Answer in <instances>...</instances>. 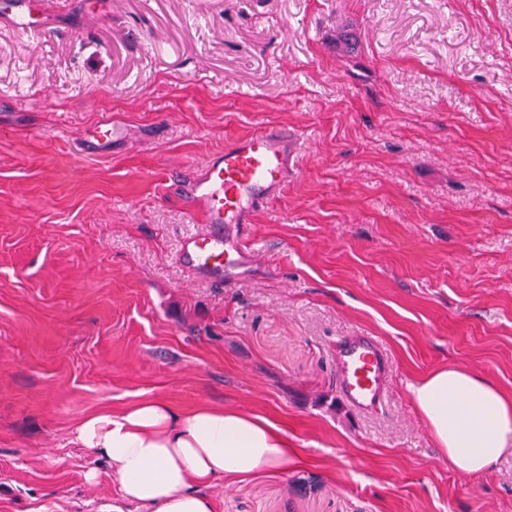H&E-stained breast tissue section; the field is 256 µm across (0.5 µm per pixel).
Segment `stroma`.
I'll return each instance as SVG.
<instances>
[{
	"label": "stroma",
	"instance_id": "obj_1",
	"mask_svg": "<svg viewBox=\"0 0 512 512\" xmlns=\"http://www.w3.org/2000/svg\"><path fill=\"white\" fill-rule=\"evenodd\" d=\"M0 24V512H112L86 416L149 397L266 418L301 457L219 481L215 512H512V456L463 474L409 386L473 368L512 395V0H46ZM125 132L73 148L100 113ZM266 125L295 174L235 284L175 256L165 184ZM379 336L387 406L336 392ZM97 482H88V470ZM42 0H1L0 23L41 38L50 28V14L43 9ZM391 377V358L378 336L356 332L336 341V390L352 410H383Z\"/></svg>",
	"mask_w": 512,
	"mask_h": 512
}]
</instances>
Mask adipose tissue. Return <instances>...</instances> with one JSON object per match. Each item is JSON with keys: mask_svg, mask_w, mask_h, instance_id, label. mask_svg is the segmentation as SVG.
<instances>
[{"mask_svg": "<svg viewBox=\"0 0 512 512\" xmlns=\"http://www.w3.org/2000/svg\"><path fill=\"white\" fill-rule=\"evenodd\" d=\"M442 454L458 471L480 474L512 453V398L482 373L442 368L410 387ZM72 441L106 458L121 500L143 512H214L207 494L217 479L287 469L295 457L267 420L207 404L177 414L160 398L96 413Z\"/></svg>", "mask_w": 512, "mask_h": 512, "instance_id": "adipose-tissue-1", "label": "adipose tissue"}]
</instances>
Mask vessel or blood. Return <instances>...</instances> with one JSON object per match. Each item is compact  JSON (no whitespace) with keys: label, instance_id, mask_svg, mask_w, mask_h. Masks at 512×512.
<instances>
[{"label":"vessel or blood","instance_id":"b4317fda","mask_svg":"<svg viewBox=\"0 0 512 512\" xmlns=\"http://www.w3.org/2000/svg\"><path fill=\"white\" fill-rule=\"evenodd\" d=\"M42 37L50 15L42 0H0V23ZM123 132L120 123L103 116L84 128L81 148L107 151ZM298 131L266 127L234 140L211 156L201 168L185 169L169 181L168 193L184 210L201 216L202 231L188 235L177 263L198 277L231 284L248 269L252 250L240 227L253 213L275 199L293 169ZM392 377L390 355L379 337L356 332L336 342V390L341 401L359 413L381 410L387 402Z\"/></svg>","mask_w":512,"mask_h":512}]
</instances>
